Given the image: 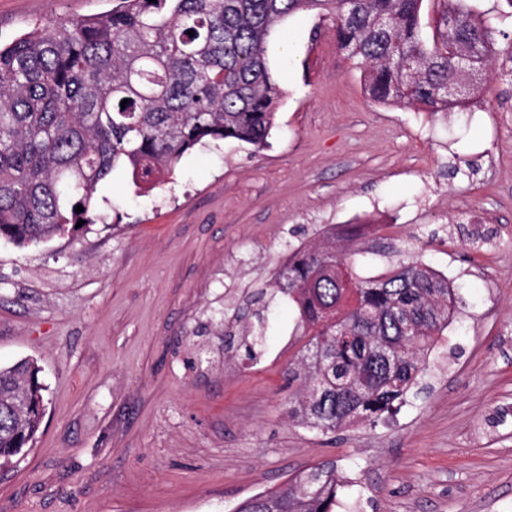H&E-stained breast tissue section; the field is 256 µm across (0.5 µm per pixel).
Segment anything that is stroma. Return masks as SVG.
<instances>
[{"instance_id":"1","label":"stroma","mask_w":512,"mask_h":512,"mask_svg":"<svg viewBox=\"0 0 512 512\" xmlns=\"http://www.w3.org/2000/svg\"><path fill=\"white\" fill-rule=\"evenodd\" d=\"M473 6L496 55L462 113L372 103L330 21L299 12L268 38L283 95L263 150L196 148L145 193L113 173L97 223L0 239V364L35 359L47 387L35 440L0 464V512H233L321 463L336 512H512V23L503 0ZM111 8L0 0V42ZM355 224L361 276L418 258L455 314L393 419L326 437L288 417L305 340L276 273Z\"/></svg>"}]
</instances>
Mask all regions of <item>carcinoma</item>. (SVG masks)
Returning <instances> with one entry per match:
<instances>
[{
    "label": "carcinoma",
    "mask_w": 512,
    "mask_h": 512,
    "mask_svg": "<svg viewBox=\"0 0 512 512\" xmlns=\"http://www.w3.org/2000/svg\"><path fill=\"white\" fill-rule=\"evenodd\" d=\"M422 3L113 0L109 12L35 26L0 47V239L27 247L91 223L97 188L116 171L151 190L197 145L233 139L263 148L282 97L267 38L298 11L332 18L336 44L361 69L372 102L431 114L462 106L448 86L470 83L469 99L489 77L462 73L443 35L424 37ZM440 3L442 16L459 22V45L478 43L490 68L493 24L470 0ZM360 231L350 228L342 245L323 233L279 272L307 338L288 367V379L300 381L288 415L325 436L399 410L454 315L453 289L417 259L358 276L349 242ZM40 373L29 359L0 366V460L20 454L40 429ZM339 487L336 469L317 466L233 512H334Z\"/></svg>",
    "instance_id": "1"
}]
</instances>
